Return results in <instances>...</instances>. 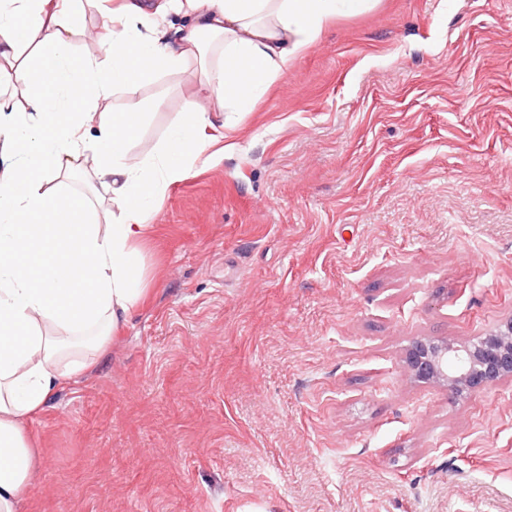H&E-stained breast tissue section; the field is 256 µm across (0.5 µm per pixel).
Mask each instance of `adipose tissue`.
<instances>
[{
	"label": "adipose tissue",
	"instance_id": "adipose-tissue-1",
	"mask_svg": "<svg viewBox=\"0 0 512 512\" xmlns=\"http://www.w3.org/2000/svg\"><path fill=\"white\" fill-rule=\"evenodd\" d=\"M103 20L109 57L75 56V4ZM373 0H0V512H20L37 452L25 420L81 374L148 291L143 243L166 190L210 165L213 114L254 111L339 14ZM186 27L163 28L166 17ZM193 72L188 100L154 154L131 143L147 119L130 91ZM128 100L103 110L112 96ZM88 172L110 195L64 186Z\"/></svg>",
	"mask_w": 512,
	"mask_h": 512
}]
</instances>
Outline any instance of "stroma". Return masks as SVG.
I'll use <instances>...</instances> for the list:
<instances>
[{"label": "stroma", "instance_id": "35a3bbf8", "mask_svg": "<svg viewBox=\"0 0 512 512\" xmlns=\"http://www.w3.org/2000/svg\"><path fill=\"white\" fill-rule=\"evenodd\" d=\"M190 90H132L133 153ZM220 145L153 213L129 323L26 421L21 512H512V379L404 363L512 318V0L336 17Z\"/></svg>", "mask_w": 512, "mask_h": 512}]
</instances>
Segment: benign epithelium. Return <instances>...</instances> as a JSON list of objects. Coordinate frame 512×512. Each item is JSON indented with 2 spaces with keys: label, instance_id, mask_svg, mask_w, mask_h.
Here are the masks:
<instances>
[{
  "label": "benign epithelium",
  "instance_id": "1",
  "mask_svg": "<svg viewBox=\"0 0 512 512\" xmlns=\"http://www.w3.org/2000/svg\"><path fill=\"white\" fill-rule=\"evenodd\" d=\"M405 363L418 380H442L455 390L482 391L512 377V319L468 343L418 338L408 347Z\"/></svg>",
  "mask_w": 512,
  "mask_h": 512
}]
</instances>
